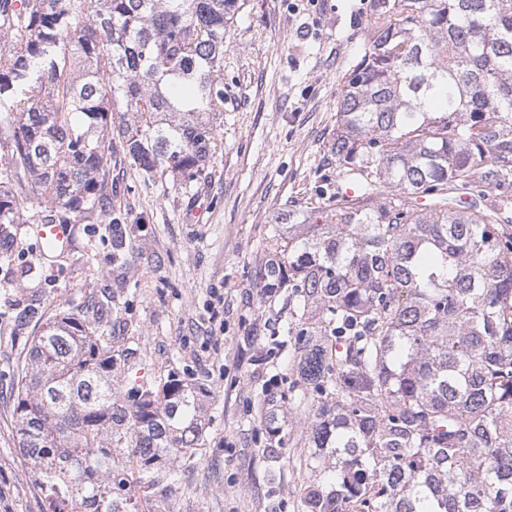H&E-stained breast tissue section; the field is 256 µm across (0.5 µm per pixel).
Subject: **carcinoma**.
<instances>
[{
	"instance_id": "carcinoma-1",
	"label": "carcinoma",
	"mask_w": 512,
	"mask_h": 512,
	"mask_svg": "<svg viewBox=\"0 0 512 512\" xmlns=\"http://www.w3.org/2000/svg\"><path fill=\"white\" fill-rule=\"evenodd\" d=\"M242 6L0 0V235L116 223V153L201 180ZM364 30L328 148L359 189L301 224L280 209L252 282L288 312L244 343L291 355L248 400L261 490L297 512H512V0H368ZM111 322L108 296L39 319L18 370L46 512H157L203 437V386L116 383L141 357Z\"/></svg>"
}]
</instances>
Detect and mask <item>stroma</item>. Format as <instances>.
<instances>
[{"instance_id": "obj_1", "label": "stroma", "mask_w": 512, "mask_h": 512, "mask_svg": "<svg viewBox=\"0 0 512 512\" xmlns=\"http://www.w3.org/2000/svg\"><path fill=\"white\" fill-rule=\"evenodd\" d=\"M365 0H246L224 37L222 147L207 175L185 190L129 164L112 169L119 229L77 224L69 253L42 256L31 225H9L0 263V512H43L12 422L17 365L32 328L19 315L74 311L107 291L112 332L144 355L152 379L190 373L208 391L201 447L159 512H275L257 496L262 447L244 410L272 367L243 338L271 316L252 296V274L271 215L286 202L317 203L336 134V110L361 58ZM128 262H112L114 250Z\"/></svg>"}]
</instances>
